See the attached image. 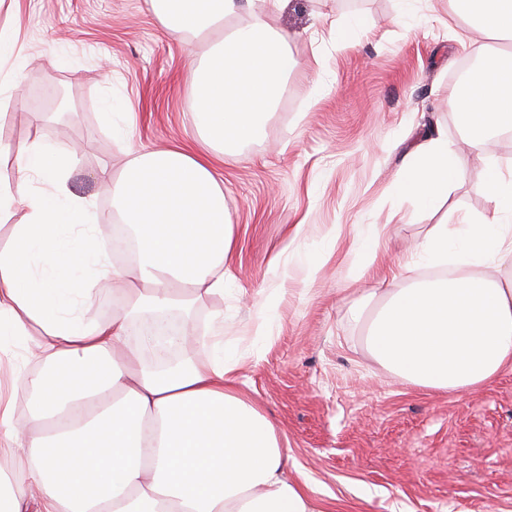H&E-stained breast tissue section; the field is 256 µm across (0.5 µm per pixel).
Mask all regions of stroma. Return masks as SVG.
Listing matches in <instances>:
<instances>
[{"instance_id": "obj_1", "label": "stroma", "mask_w": 512, "mask_h": 512, "mask_svg": "<svg viewBox=\"0 0 512 512\" xmlns=\"http://www.w3.org/2000/svg\"><path fill=\"white\" fill-rule=\"evenodd\" d=\"M4 23L27 59L7 89L11 139L75 148V193L111 210L93 179L100 167L121 170L140 148L197 150L194 72L208 42L167 33L151 0H0ZM269 23L291 35L296 65L263 138L219 169L235 279L195 317L223 314L241 388L282 436L289 480L311 486L321 512H512V371L464 392L419 388L371 356L361 315L363 297L418 253L433 225L490 208L473 155L437 209L393 187L428 132L459 146L455 76L484 39L460 47L449 0H413L404 16L395 0H287ZM336 24L347 30L341 50L328 37ZM56 88L67 111L29 124L34 92ZM108 100L115 124L133 118L126 139L100 120ZM374 230L381 248L369 267ZM279 286L269 333L255 335L263 293Z\"/></svg>"}]
</instances>
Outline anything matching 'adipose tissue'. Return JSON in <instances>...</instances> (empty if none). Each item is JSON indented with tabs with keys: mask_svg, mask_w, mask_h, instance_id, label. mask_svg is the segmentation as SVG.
Instances as JSON below:
<instances>
[{
	"mask_svg": "<svg viewBox=\"0 0 512 512\" xmlns=\"http://www.w3.org/2000/svg\"><path fill=\"white\" fill-rule=\"evenodd\" d=\"M283 0H152L170 34H216L194 78L202 140L133 151L121 171L95 180L134 246L112 248L95 196L69 185L77 156L44 139L12 146L19 178H0V354L21 357L0 395V455L22 491L0 485V512H318L307 486L286 476L288 450L239 386L238 358L223 351V319L205 336L187 321L168 340L179 361L148 365L144 312L223 296L234 229L218 166L260 138L296 60L290 35L268 24ZM466 26L512 39V0H451ZM458 92L457 121L480 156L491 216L435 225L421 246L438 276L405 275L370 293L367 344L409 383L459 392L512 370V165L487 142L512 132V56L494 49ZM464 154L445 136L408 154L395 191L432 206L460 180ZM42 174L44 188L24 177ZM119 299L106 321L88 319L107 287ZM27 396L25 417L18 399Z\"/></svg>",
	"mask_w": 512,
	"mask_h": 512,
	"instance_id": "1",
	"label": "adipose tissue"
}]
</instances>
